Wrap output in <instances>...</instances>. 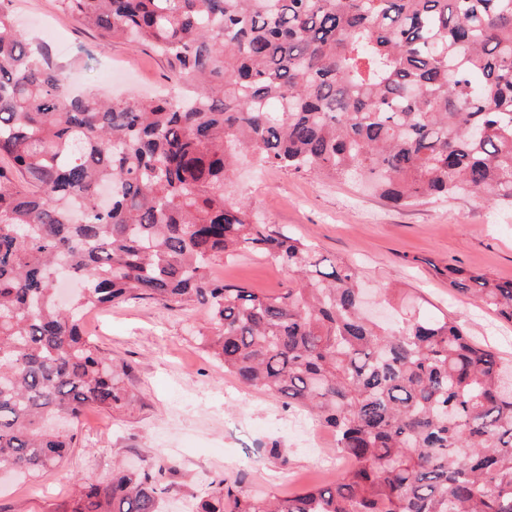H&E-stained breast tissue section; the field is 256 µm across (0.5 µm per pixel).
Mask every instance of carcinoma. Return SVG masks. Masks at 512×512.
I'll list each match as a JSON object with an SVG mask.
<instances>
[{"label":"carcinoma","instance_id":"carcinoma-1","mask_svg":"<svg viewBox=\"0 0 512 512\" xmlns=\"http://www.w3.org/2000/svg\"><path fill=\"white\" fill-rule=\"evenodd\" d=\"M152 45L179 94L70 93L0 0V471L63 464L85 408H122L82 313L192 304L224 372L309 410L350 464L256 496L221 476L198 512H512V361L448 315L388 325L354 265L327 262L226 192L239 154L372 187L396 205L483 195L512 210V0H57ZM288 267L277 294L212 269ZM448 287L512 323V280ZM165 468L118 465L62 512H160Z\"/></svg>","mask_w":512,"mask_h":512}]
</instances>
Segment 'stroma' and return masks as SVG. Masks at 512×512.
Returning a JSON list of instances; mask_svg holds the SVG:
<instances>
[{
  "label": "stroma",
  "instance_id": "35a3bbf8",
  "mask_svg": "<svg viewBox=\"0 0 512 512\" xmlns=\"http://www.w3.org/2000/svg\"><path fill=\"white\" fill-rule=\"evenodd\" d=\"M14 4L19 23L45 36L70 89L148 96L170 85L169 63L149 47L101 37L61 12L57 0ZM229 189L264 223L288 227L320 255L352 260L368 288L391 292L394 322L445 313L512 360V323L450 290L442 274L459 265L512 279V212L473 196L395 206L357 186L249 156ZM214 275L266 293L291 279L285 267L248 253ZM84 325L118 366L131 402L120 411L87 408L62 468L0 476V512H52L71 501L76 480H107L121 461L168 466L165 512H193V501L222 475L242 476L255 493L284 494L343 474L329 430L283 398L225 375L204 347L198 309L136 299L90 312Z\"/></svg>",
  "mask_w": 512,
  "mask_h": 512
}]
</instances>
